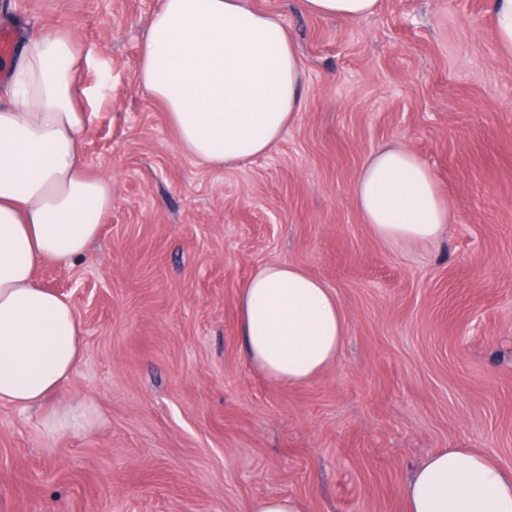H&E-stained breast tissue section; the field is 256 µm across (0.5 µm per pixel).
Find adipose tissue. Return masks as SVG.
Returning <instances> with one entry per match:
<instances>
[{"mask_svg":"<svg viewBox=\"0 0 512 512\" xmlns=\"http://www.w3.org/2000/svg\"><path fill=\"white\" fill-rule=\"evenodd\" d=\"M379 0H302L339 20L376 14ZM89 59L76 35L49 29L5 69L0 94V405L40 411L45 438L77 437L97 420L83 398L44 409L77 370L82 322L40 266L82 256L112 210V179L86 171L82 144L92 90H78ZM138 81L158 101L179 149L206 167L265 154L303 107L304 73L277 15L250 0H160L140 51ZM354 197L364 224L391 246L428 243L450 220L418 156L386 145L363 163ZM239 331L247 360L267 379L301 385L339 357L345 312L301 268L262 267L242 288ZM405 512H512V468L471 448L431 454L404 487Z\"/></svg>","mask_w":512,"mask_h":512,"instance_id":"1","label":"adipose tissue"}]
</instances>
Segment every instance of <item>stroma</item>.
<instances>
[{"mask_svg":"<svg viewBox=\"0 0 512 512\" xmlns=\"http://www.w3.org/2000/svg\"><path fill=\"white\" fill-rule=\"evenodd\" d=\"M252 3L295 41L304 104L265 155L210 169L138 82L159 0H0V27L22 40L75 32L81 84L111 74L83 151L114 201L87 255L38 270L85 336L51 402L89 398L99 421L48 441L37 411L1 405L0 512H249L277 495L405 512L437 449L512 468V56L491 0H380L362 20ZM386 144L423 160L448 203L430 244L380 242L355 206ZM276 262L322 279L347 318L336 363L300 386L242 351L238 294Z\"/></svg>","mask_w":512,"mask_h":512,"instance_id":"35a3bbf8","label":"stroma"}]
</instances>
